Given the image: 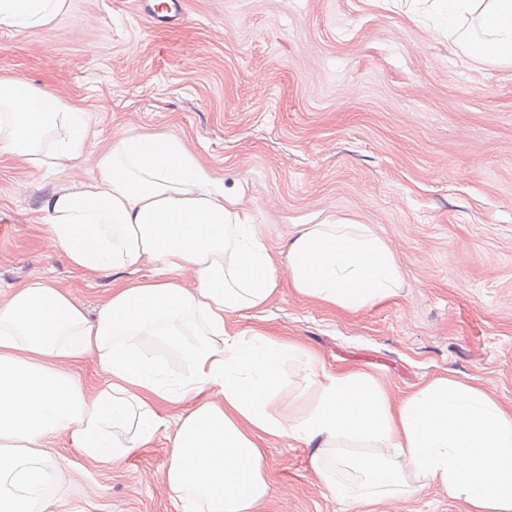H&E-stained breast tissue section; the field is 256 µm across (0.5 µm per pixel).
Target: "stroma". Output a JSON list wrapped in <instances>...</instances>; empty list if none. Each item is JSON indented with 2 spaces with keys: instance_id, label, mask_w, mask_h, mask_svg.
<instances>
[{
  "instance_id": "stroma-1",
  "label": "stroma",
  "mask_w": 512,
  "mask_h": 512,
  "mask_svg": "<svg viewBox=\"0 0 512 512\" xmlns=\"http://www.w3.org/2000/svg\"><path fill=\"white\" fill-rule=\"evenodd\" d=\"M66 0L48 24L0 29V76H20L86 114L83 156L48 174L0 157V300L46 278L95 315L112 278L82 277L44 237L42 196L91 179L115 136L180 137L240 195L274 252L302 224H365L404 286L356 313L287 281L237 329L299 342L328 370L372 374L392 400L450 377L512 412V65L454 46L411 0ZM77 512H176L158 440L114 465L49 441ZM258 512H464L435 486L341 503L295 440L264 444Z\"/></svg>"
}]
</instances>
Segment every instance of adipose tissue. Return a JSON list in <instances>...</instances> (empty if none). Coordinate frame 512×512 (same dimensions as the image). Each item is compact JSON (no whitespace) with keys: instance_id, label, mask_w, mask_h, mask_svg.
Masks as SVG:
<instances>
[{"instance_id":"adipose-tissue-1","label":"adipose tissue","mask_w":512,"mask_h":512,"mask_svg":"<svg viewBox=\"0 0 512 512\" xmlns=\"http://www.w3.org/2000/svg\"><path fill=\"white\" fill-rule=\"evenodd\" d=\"M437 3L469 54L512 63V0ZM64 6L0 0V27H39ZM88 134L80 108L0 77V154L58 173ZM92 164L91 181L51 191L38 212L78 275L113 274L96 318L44 279L0 301V512H44L54 434L100 464L166 439L164 481L179 512H256L270 491L268 437L310 448L341 501L398 496L409 473L465 512H512V413L483 390L436 378L395 404L367 372L326 370L297 343L229 324L262 310L283 276L298 296L335 311L391 299L403 275L383 238L364 224H304L282 266L239 196L182 139L123 134ZM147 261L153 275L139 276ZM146 336L175 350L185 370L166 372ZM90 356L102 373L91 394L72 373ZM293 374L306 401L286 415ZM172 405L181 411L171 419L163 410Z\"/></svg>"}]
</instances>
